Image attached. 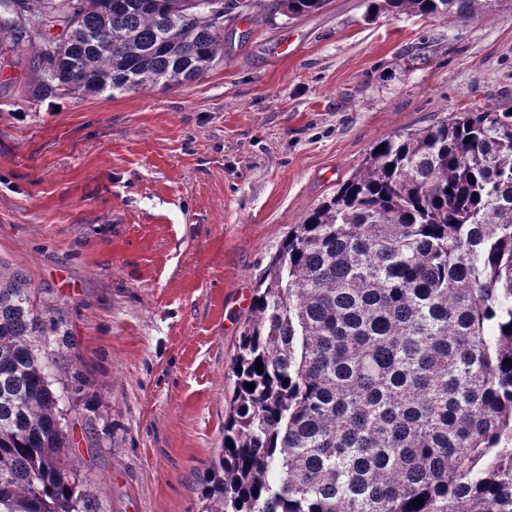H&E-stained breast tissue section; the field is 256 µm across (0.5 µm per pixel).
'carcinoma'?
I'll use <instances>...</instances> for the list:
<instances>
[{"mask_svg":"<svg viewBox=\"0 0 512 512\" xmlns=\"http://www.w3.org/2000/svg\"><path fill=\"white\" fill-rule=\"evenodd\" d=\"M275 2L289 20L326 5ZM228 15L224 0H0V54L39 44L36 99L166 88L213 67ZM57 24L49 73L40 28ZM104 32L110 47L95 45ZM383 144L256 283L224 448L200 482L207 512H512V112L487 105ZM61 325L0 268V512H90L27 342Z\"/></svg>","mask_w":512,"mask_h":512,"instance_id":"cac0c4a2","label":"carcinoma"}]
</instances>
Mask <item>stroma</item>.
<instances>
[{
    "label": "stroma",
    "instance_id": "stroma-1",
    "mask_svg": "<svg viewBox=\"0 0 512 512\" xmlns=\"http://www.w3.org/2000/svg\"><path fill=\"white\" fill-rule=\"evenodd\" d=\"M253 0L217 63L168 88L25 94L0 60V266L60 334L28 342L98 512H202L247 300L292 225L374 144L487 103L512 109V0L445 19ZM275 2L276 12L289 20L318 11L326 5V0H275Z\"/></svg>",
    "mask_w": 512,
    "mask_h": 512
}]
</instances>
